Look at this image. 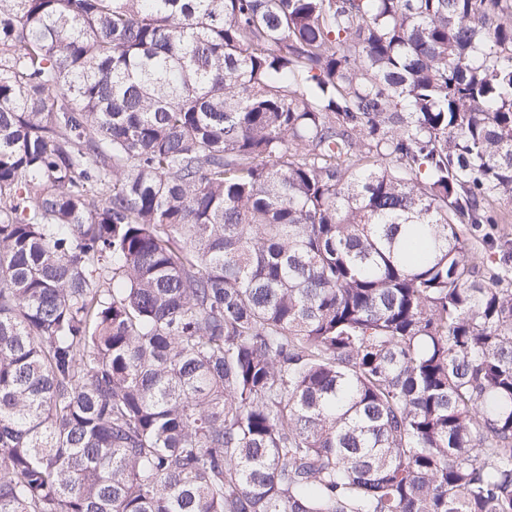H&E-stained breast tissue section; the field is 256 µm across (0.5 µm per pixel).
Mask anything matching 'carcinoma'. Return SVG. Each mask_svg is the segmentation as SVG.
<instances>
[{
    "instance_id": "carcinoma-1",
    "label": "carcinoma",
    "mask_w": 512,
    "mask_h": 512,
    "mask_svg": "<svg viewBox=\"0 0 512 512\" xmlns=\"http://www.w3.org/2000/svg\"><path fill=\"white\" fill-rule=\"evenodd\" d=\"M512 0H0V512H512Z\"/></svg>"
}]
</instances>
